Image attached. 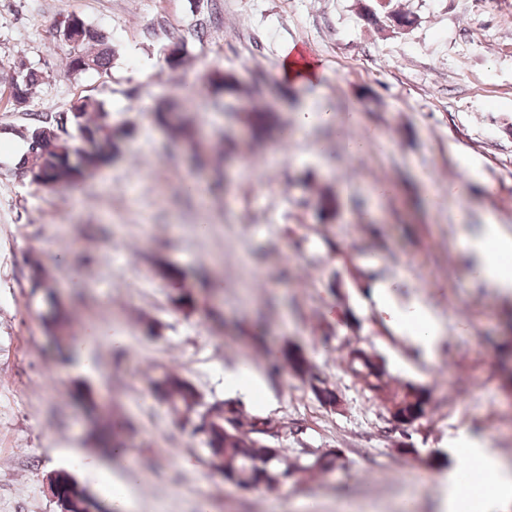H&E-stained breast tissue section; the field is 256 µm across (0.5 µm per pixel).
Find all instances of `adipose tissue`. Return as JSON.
Here are the masks:
<instances>
[{
  "instance_id": "obj_1",
  "label": "adipose tissue",
  "mask_w": 512,
  "mask_h": 512,
  "mask_svg": "<svg viewBox=\"0 0 512 512\" xmlns=\"http://www.w3.org/2000/svg\"><path fill=\"white\" fill-rule=\"evenodd\" d=\"M466 251L478 257L481 281L492 288H512V235L496 222L494 214H487L480 234L468 238ZM378 300L398 331L411 337L425 357H433L443 331L431 311L420 304L409 310L400 309L383 288L378 291ZM453 451L464 461L465 468L452 480L472 485L473 491L462 498L449 497L448 512H512V479L501 478L494 486L475 479L476 474L499 466L484 441L464 433L455 440Z\"/></svg>"
}]
</instances>
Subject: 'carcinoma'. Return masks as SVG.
Returning a JSON list of instances; mask_svg holds the SVG:
<instances>
[{"instance_id": "cac0c4a2", "label": "carcinoma", "mask_w": 512, "mask_h": 512, "mask_svg": "<svg viewBox=\"0 0 512 512\" xmlns=\"http://www.w3.org/2000/svg\"><path fill=\"white\" fill-rule=\"evenodd\" d=\"M390 0H378L377 11L387 13V19L397 29L411 25L409 15L390 11ZM60 39L69 47L66 73L79 75L88 71L106 72L110 68L114 50L108 36L99 28L75 14L64 17L60 23ZM43 75L19 68L11 77V97L14 105L23 106L39 89ZM211 93L217 98L239 93V81L234 74L220 70L206 75ZM177 103L165 100L157 104L153 116L172 140L192 138L189 126L176 115ZM274 112L253 109L247 113L246 126L251 139L261 141L270 137L276 128ZM26 142V152L18 160V169L38 185H76L92 171L112 162L128 139L130 132L112 125L103 106L89 97H79L69 111L55 115H37L33 122L20 130ZM319 213L326 218L336 217L339 202L331 190L320 192L315 198ZM178 308L187 313L196 310L193 291L178 288L175 299ZM54 333L66 334V347H71L78 336L70 333L71 316L61 307L54 308L46 319ZM281 366L293 375L309 380L312 391L323 405L334 407L338 402L335 389L312 374L311 363L305 352L287 342L278 355ZM347 362L354 373L376 397L384 403L388 421L402 429V434L426 418L433 406V388L406 382L392 389L385 380V360L361 348L352 349ZM154 398L175 414L191 433L200 437L211 463L224 481L244 490H274L299 471L329 473L336 466L337 452L329 449L306 466L284 460L282 449L275 447L283 425L270 416L246 417L231 401L207 403L195 386L175 371L158 379L152 388ZM72 395L86 406L92 419L88 438L107 452L122 447L117 425L91 390L82 385L72 389ZM49 490L59 512H113L112 506L95 498L79 485L67 470L56 471L49 478Z\"/></svg>"}]
</instances>
